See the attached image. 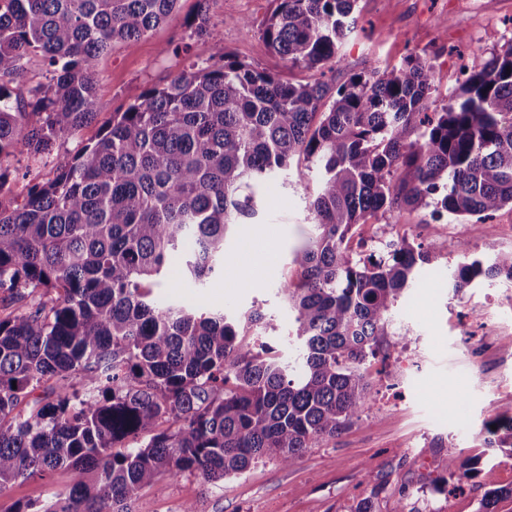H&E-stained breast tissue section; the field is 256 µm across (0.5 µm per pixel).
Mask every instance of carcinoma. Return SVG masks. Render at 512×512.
<instances>
[{
    "mask_svg": "<svg viewBox=\"0 0 512 512\" xmlns=\"http://www.w3.org/2000/svg\"><path fill=\"white\" fill-rule=\"evenodd\" d=\"M179 0H0V157L53 155L98 116V62L172 18ZM265 45L314 75L293 83L240 61L204 12L183 20L209 56L112 113L96 138L0 202V291L46 298L0 318V489L59 466L68 490L11 512H132L146 489L192 473L209 485L262 459L294 464L344 430L370 401L369 374L399 298L427 257L401 240L356 254L345 237L380 214L434 206L482 218L512 208V45L427 111L436 72L418 55L335 89L325 68L354 30L357 0H272ZM51 77L9 104L30 57ZM314 174L312 233L282 292L295 312V363L243 341L262 319L159 305L170 258L204 284L228 233L255 218L262 190L296 168ZM512 281V251L448 272L460 292ZM81 377L79 396L69 380ZM43 395L31 398L37 389ZM26 404L27 409L19 408ZM512 453V412L486 424ZM145 444L116 450L128 439ZM440 481L468 475L453 451ZM496 512L512 487L477 470Z\"/></svg>",
    "mask_w": 512,
    "mask_h": 512,
    "instance_id": "carcinoma-1",
    "label": "carcinoma"
}]
</instances>
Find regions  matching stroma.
I'll return each mask as SVG.
<instances>
[{"label": "stroma", "instance_id": "1", "mask_svg": "<svg viewBox=\"0 0 512 512\" xmlns=\"http://www.w3.org/2000/svg\"><path fill=\"white\" fill-rule=\"evenodd\" d=\"M272 8L271 0H210L208 27L237 59L293 82L307 81L309 70L287 64L265 47L262 29ZM199 9L198 0H180L176 19L133 45L114 44L98 65L95 123L81 139L59 140L47 161L1 158L0 171L7 179L0 202H22L27 182L51 178L57 160L93 138L112 113L204 55L203 42L182 26L183 17ZM355 15L356 30L327 74L331 85L384 71L416 53L436 71L437 90L429 101L433 112L450 103L467 72L480 70L512 44V0H358ZM311 191L305 175L271 180L263 189L264 208L256 222L237 225L229 234L216 274L198 285L182 275V259L174 257V285L156 289V297L239 318L260 310L264 320L251 326L248 342H266L295 361L293 315L281 286L291 273L293 250L311 230ZM429 215L422 208L397 218L401 224H424L420 243L429 261L417 274L416 288L399 299L394 311L409 356L399 367L376 362L371 378L374 391L389 390L392 406L370 407L347 430L308 449L291 466L265 460L217 486L189 473L169 477L163 491H144L133 512H181L188 504L198 512H354L367 496L375 512H394L402 499L417 512H478L486 491L482 477L462 480L447 494L433 482L451 450L461 461L482 467L512 459L511 453L484 445L486 423L512 408V351L506 349L512 344V282L498 279L457 293L448 285V272L465 258L488 261L512 251L507 227L512 210L501 209L478 222L457 219L449 240L428 224ZM262 242L273 243L275 250L255 269L246 260V249ZM230 279L237 285L229 289L225 283ZM71 481L65 467L12 481L0 489V512L17 503L49 501Z\"/></svg>", "mask_w": 512, "mask_h": 512}]
</instances>
